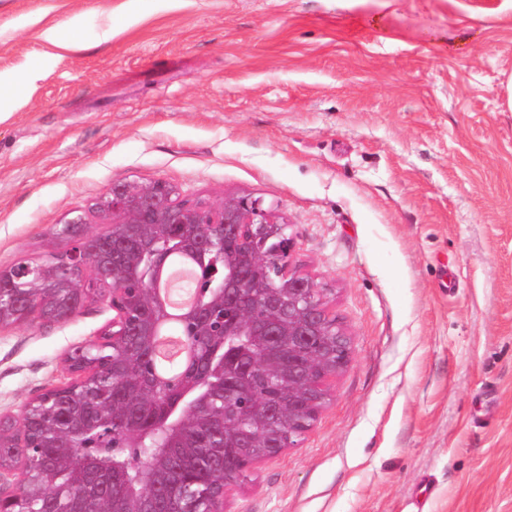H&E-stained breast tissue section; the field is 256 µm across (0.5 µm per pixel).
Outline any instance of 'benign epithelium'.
I'll list each match as a JSON object with an SVG mask.
<instances>
[{
    "instance_id": "7a95c632",
    "label": "benign epithelium",
    "mask_w": 512,
    "mask_h": 512,
    "mask_svg": "<svg viewBox=\"0 0 512 512\" xmlns=\"http://www.w3.org/2000/svg\"><path fill=\"white\" fill-rule=\"evenodd\" d=\"M178 189L161 181L118 183L95 203L101 218L120 227L105 239L86 234L82 246L68 253L69 262L91 274L75 280L60 264L42 265L27 289L3 288L6 281L30 273L18 262L0 268V328L32 316L43 321L71 317L90 297L106 298L115 316L98 340L75 347L66 359L68 370L84 378L107 380L124 370L126 360L155 356L160 326L170 318L151 288L129 290L125 285L146 278L145 258L161 262L154 250L166 237L167 225L182 228L180 246L199 263L214 264L224 254V279L198 289L194 306L182 315L194 334L203 337L206 369L184 377L169 390V380L155 375L139 384L142 401L130 408L121 403L102 409L85 403L75 384L54 388L23 406L18 418H0V466L18 465L15 489L0 488V512H30L25 496L35 492L46 500L41 512H69L63 497L92 480L111 502L112 480L120 482L117 512H149L148 505L181 483L176 460L160 448L142 465L139 478L127 479L120 449H112V467L93 461L101 448L78 444L100 428L124 425L125 447L138 443L139 417L149 416L169 441L194 452L192 433L208 428L224 436V448L237 452L241 473L224 476L205 493L206 512H224L229 489L246 480L261 461L297 446L326 404L327 379L350 356L349 340L328 309L325 289L314 278L290 269L291 238L272 209L259 198L231 197L220 204L189 203L175 198ZM276 240L269 254L257 241ZM115 346L121 355L106 368L87 360L90 350ZM261 373L277 396L265 399L249 387L250 375ZM52 403L38 417L33 403ZM56 449V464L40 467L43 448Z\"/></svg>"
}]
</instances>
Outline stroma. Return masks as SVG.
I'll return each instance as SVG.
<instances>
[{
  "mask_svg": "<svg viewBox=\"0 0 512 512\" xmlns=\"http://www.w3.org/2000/svg\"><path fill=\"white\" fill-rule=\"evenodd\" d=\"M511 83L512 0H0V267L115 183L263 199L351 354L224 512H512ZM112 316L0 329V415Z\"/></svg>",
  "mask_w": 512,
  "mask_h": 512,
  "instance_id": "stroma-1",
  "label": "stroma"
}]
</instances>
